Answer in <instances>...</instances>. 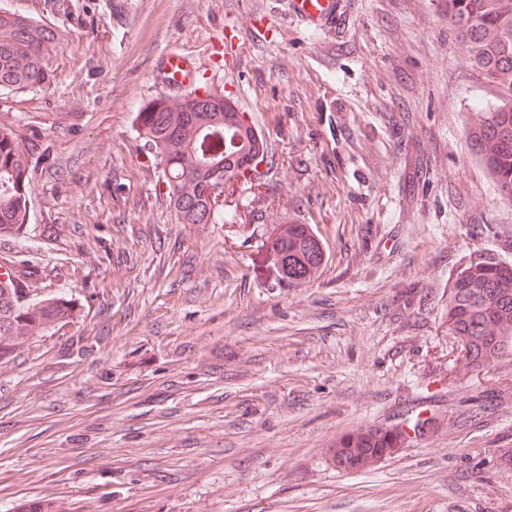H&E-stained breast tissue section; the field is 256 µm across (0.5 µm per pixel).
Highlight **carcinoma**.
Returning <instances> with one entry per match:
<instances>
[{"mask_svg":"<svg viewBox=\"0 0 512 512\" xmlns=\"http://www.w3.org/2000/svg\"><path fill=\"white\" fill-rule=\"evenodd\" d=\"M448 21L483 79L501 87L498 104L474 113L470 140L498 190L512 196V0H447ZM56 30L46 23L0 9V92L46 87L56 71ZM147 153L162 168L163 184L180 224H222L224 208L209 195L222 170L224 185L246 183V171L265 160L267 143L245 113L207 87L175 100L153 99L136 117ZM38 134L0 127V236L30 224L32 160L41 157ZM270 259L288 272V282L309 279L324 251L308 224H290L273 240ZM81 315L72 298L22 285L15 273L0 281V361L23 344L59 330ZM448 335L465 351L468 367L480 372L512 355V265L487 255L463 269L448 294ZM411 439L401 427L360 429L329 449L333 463L359 470L390 455Z\"/></svg>","mask_w":512,"mask_h":512,"instance_id":"cac0c4a2","label":"carcinoma"}]
</instances>
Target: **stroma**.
Returning <instances> with one entry per match:
<instances>
[{
    "label": "stroma",
    "mask_w": 512,
    "mask_h": 512,
    "mask_svg": "<svg viewBox=\"0 0 512 512\" xmlns=\"http://www.w3.org/2000/svg\"><path fill=\"white\" fill-rule=\"evenodd\" d=\"M59 35L50 86L0 98L46 149L25 236L0 253L84 314L0 361V512H512V356L454 351L448 291L512 264V198L467 131L498 86L444 0H347L335 34L279 0H0ZM177 51L267 138L223 224H180L135 117ZM311 225L326 261L268 258ZM434 424L360 471L359 428ZM269 256L274 265L288 272V282L299 283L321 266L324 251L310 225L288 224L273 240Z\"/></svg>",
    "instance_id": "35a3bbf8"
}]
</instances>
